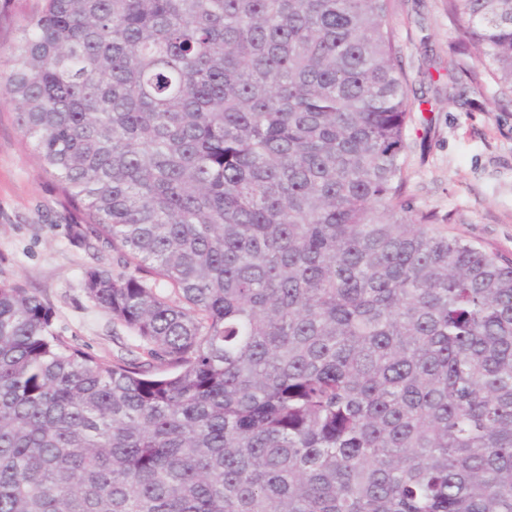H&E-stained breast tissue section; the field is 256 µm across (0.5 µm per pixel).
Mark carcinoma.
<instances>
[{
  "instance_id": "obj_1",
  "label": "carcinoma",
  "mask_w": 512,
  "mask_h": 512,
  "mask_svg": "<svg viewBox=\"0 0 512 512\" xmlns=\"http://www.w3.org/2000/svg\"><path fill=\"white\" fill-rule=\"evenodd\" d=\"M393 0H44L0 103L104 361L0 282V512H512V265L404 204ZM512 96V0H448Z\"/></svg>"
}]
</instances>
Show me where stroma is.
<instances>
[{
	"instance_id": "stroma-1",
	"label": "stroma",
	"mask_w": 512,
	"mask_h": 512,
	"mask_svg": "<svg viewBox=\"0 0 512 512\" xmlns=\"http://www.w3.org/2000/svg\"><path fill=\"white\" fill-rule=\"evenodd\" d=\"M41 6L9 0L0 17V76L11 70L19 29ZM394 24L413 102L404 199L432 214L438 231L466 236L512 263V97L449 68V48L462 31L445 0H395ZM63 211L64 199L24 143L12 107L0 103V281L42 296L58 334L108 361L133 340L89 301L83 275L94 265L115 268L116 257L106 247L72 243Z\"/></svg>"
}]
</instances>
